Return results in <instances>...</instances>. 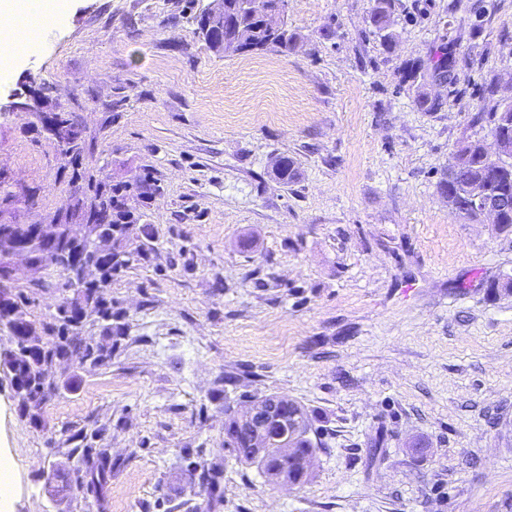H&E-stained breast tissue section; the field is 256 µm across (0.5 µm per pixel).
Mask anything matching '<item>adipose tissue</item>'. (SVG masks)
<instances>
[{"mask_svg":"<svg viewBox=\"0 0 512 512\" xmlns=\"http://www.w3.org/2000/svg\"><path fill=\"white\" fill-rule=\"evenodd\" d=\"M63 7V0H0V84L12 81L14 62L20 56L17 47L16 20L50 24Z\"/></svg>","mask_w":512,"mask_h":512,"instance_id":"obj_1","label":"adipose tissue"}]
</instances>
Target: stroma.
<instances>
[{
    "label": "stroma",
    "instance_id": "1",
    "mask_svg": "<svg viewBox=\"0 0 512 512\" xmlns=\"http://www.w3.org/2000/svg\"><path fill=\"white\" fill-rule=\"evenodd\" d=\"M209 4L69 0L0 85V224H79L89 185H125L154 231L112 283L111 359L56 365L34 418L0 368L12 512H507L512 294L487 283L512 232L459 218L439 185L489 139L479 113L512 104V0H392L390 46L375 0H287L294 48L234 57L196 33ZM42 113L73 117L79 156ZM37 279L16 262L9 290L49 321L60 293ZM268 394L313 416L304 486L224 447L225 404ZM85 434L106 476L80 462Z\"/></svg>",
    "mask_w": 512,
    "mask_h": 512
}]
</instances>
